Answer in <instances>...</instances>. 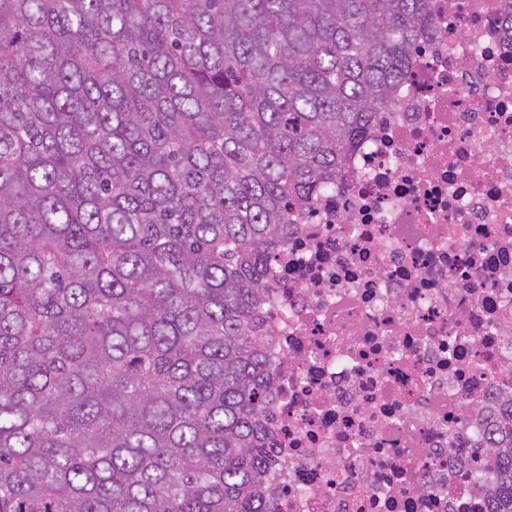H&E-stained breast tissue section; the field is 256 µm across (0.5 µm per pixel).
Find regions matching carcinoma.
Returning <instances> with one entry per match:
<instances>
[{
  "label": "carcinoma",
  "instance_id": "1",
  "mask_svg": "<svg viewBox=\"0 0 512 512\" xmlns=\"http://www.w3.org/2000/svg\"><path fill=\"white\" fill-rule=\"evenodd\" d=\"M428 2L0 0V512H274L268 252Z\"/></svg>",
  "mask_w": 512,
  "mask_h": 512
}]
</instances>
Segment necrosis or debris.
<instances>
[{
    "label": "necrosis or debris",
    "mask_w": 512,
    "mask_h": 512,
    "mask_svg": "<svg viewBox=\"0 0 512 512\" xmlns=\"http://www.w3.org/2000/svg\"><path fill=\"white\" fill-rule=\"evenodd\" d=\"M269 259L274 512H489L512 412V0H430Z\"/></svg>",
    "instance_id": "1"
}]
</instances>
